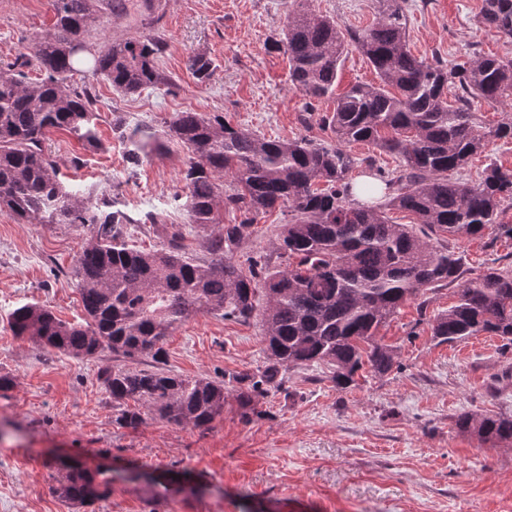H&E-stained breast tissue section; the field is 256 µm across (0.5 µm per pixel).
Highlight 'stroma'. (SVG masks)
Segmentation results:
<instances>
[{"mask_svg":"<svg viewBox=\"0 0 512 512\" xmlns=\"http://www.w3.org/2000/svg\"><path fill=\"white\" fill-rule=\"evenodd\" d=\"M482 0H408L406 44L411 53L449 66L480 55L512 58V42L479 22ZM341 30L374 22L377 0H308ZM297 0H164L150 12L144 0L111 11L100 0L88 40L150 37L162 46L156 66L166 82L134 95L113 91L91 74L101 151L86 149L62 130L45 150L78 196L105 195L135 223L132 244L160 240L145 215L180 225L189 255L207 258L204 235L181 208L187 154L173 145L129 169L126 129L160 128L183 111L218 114L271 139L330 144L324 101L309 102L289 78L288 57L272 49ZM53 23L50 0H0V63L32 55ZM215 69L201 84L187 68L193 54ZM91 239L80 224H21L0 212V512H512V446L494 447L459 431V415L512 411V347L482 334L455 345L436 344L405 304L380 331L397 350L399 369L365 375L346 390L326 369L287 374V389L258 399L243 418L235 394L211 428L175 426L145 416L118 423L98 376L111 353L77 359L13 336L7 315L40 303L60 318L81 319L69 271ZM469 276L512 263V239L492 234L456 241ZM260 319L247 322L200 314L168 337L165 367L224 382L264 362ZM73 464L111 478L107 497L70 505L51 487L59 467Z\"/></svg>","mask_w":512,"mask_h":512,"instance_id":"obj_1","label":"stroma"}]
</instances>
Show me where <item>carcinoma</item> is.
Masks as SVG:
<instances>
[{"instance_id":"1","label":"carcinoma","mask_w":512,"mask_h":512,"mask_svg":"<svg viewBox=\"0 0 512 512\" xmlns=\"http://www.w3.org/2000/svg\"><path fill=\"white\" fill-rule=\"evenodd\" d=\"M381 2L372 24L345 33L333 19L302 7L288 14L275 42L288 55L292 84L309 99L333 94L348 46L373 66L379 82L352 85L322 116L334 145L267 139L199 112L176 113L160 135L121 131L133 167L171 143L189 153L183 207L188 223L206 237V260L188 256L181 233L167 232L165 224L161 248L129 244L127 225L135 220L112 210L106 196L79 198L44 148L53 130L101 148L94 96L73 84V75L89 70L123 93L155 87L163 82L158 41L116 38L97 48L87 43L95 0H52V28L34 50L40 78L28 80L23 56L0 65V211L22 223L92 230L71 269L82 321L26 303L10 312L9 326L73 358L112 352L118 363L99 379L120 423L139 424L143 408L170 424L207 428L224 413L223 382L161 366L167 337L199 313L242 322L261 317L263 366L233 377L247 418L255 399L283 389L293 368L323 366L341 389L366 366L379 376L391 372L396 349L377 334L411 299L418 300L416 324H427L440 343L479 333L512 343V266L469 277L452 247L489 229L512 238V224L502 221L504 202L512 201V170L491 162L475 181L453 177L494 140L512 139L511 117L485 130L472 112L476 100L512 106V59L480 56L449 69L418 58L406 47V0ZM480 22L511 41L512 0H482ZM187 67L204 83L213 61L197 54ZM356 143L401 159L391 172L377 169L361 200L350 175L374 160L355 156L350 146ZM275 210L287 220L278 225L274 256L249 252L245 263L232 261L247 246L256 218ZM392 210L412 213L416 223H394ZM226 213L242 220L226 224ZM448 285L456 287L455 302L427 316L425 293ZM141 360L149 365L138 366ZM456 425L493 445L512 442L511 414L464 413ZM110 484L71 468L56 478L54 491L85 506L105 498Z\"/></svg>"}]
</instances>
